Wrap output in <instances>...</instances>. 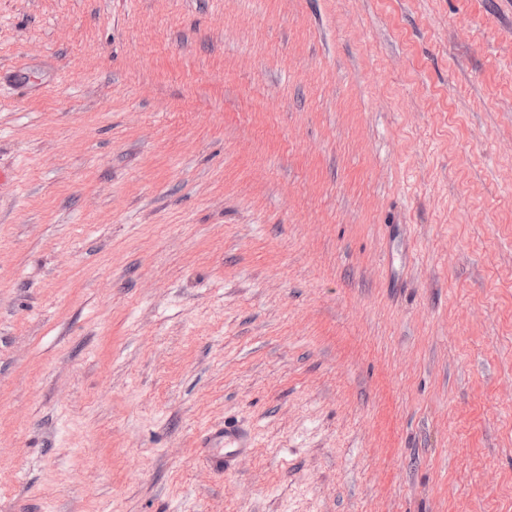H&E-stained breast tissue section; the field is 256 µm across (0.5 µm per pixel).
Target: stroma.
I'll return each instance as SVG.
<instances>
[{
    "instance_id": "35a3bbf8",
    "label": "stroma",
    "mask_w": 512,
    "mask_h": 512,
    "mask_svg": "<svg viewBox=\"0 0 512 512\" xmlns=\"http://www.w3.org/2000/svg\"><path fill=\"white\" fill-rule=\"evenodd\" d=\"M0 169V512H512V0H0ZM239 431L233 426L218 428L212 435L211 448H208V457L212 467L217 471H224L232 457L231 452L224 453L225 448L240 447Z\"/></svg>"
}]
</instances>
